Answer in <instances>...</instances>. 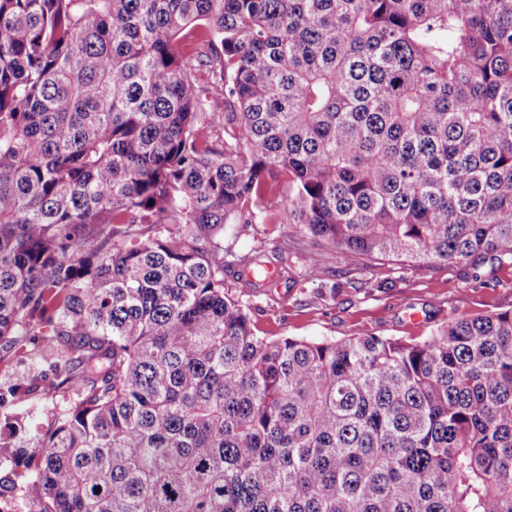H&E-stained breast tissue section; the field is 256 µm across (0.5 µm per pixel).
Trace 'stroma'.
<instances>
[{
  "instance_id": "35a3bbf8",
  "label": "stroma",
  "mask_w": 512,
  "mask_h": 512,
  "mask_svg": "<svg viewBox=\"0 0 512 512\" xmlns=\"http://www.w3.org/2000/svg\"><path fill=\"white\" fill-rule=\"evenodd\" d=\"M224 245L233 251L260 249L271 276L250 286L225 273L224 286L252 307L254 329L261 336L307 339L374 335L419 340L461 317H475L512 308V266L488 274L476 286L459 268L435 270L407 265L357 269L348 255L323 246L326 272L308 276L302 251L307 242L295 224H230ZM372 283V290H354L345 273ZM335 286L332 297L319 298L320 284Z\"/></svg>"
}]
</instances>
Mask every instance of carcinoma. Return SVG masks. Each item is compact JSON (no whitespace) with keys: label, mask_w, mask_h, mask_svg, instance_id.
Listing matches in <instances>:
<instances>
[{"label":"carcinoma","mask_w":512,"mask_h":512,"mask_svg":"<svg viewBox=\"0 0 512 512\" xmlns=\"http://www.w3.org/2000/svg\"><path fill=\"white\" fill-rule=\"evenodd\" d=\"M228 224L512 265V0H0V351L52 375L0 386V496L512 512V309L260 336Z\"/></svg>","instance_id":"cac0c4a2"}]
</instances>
